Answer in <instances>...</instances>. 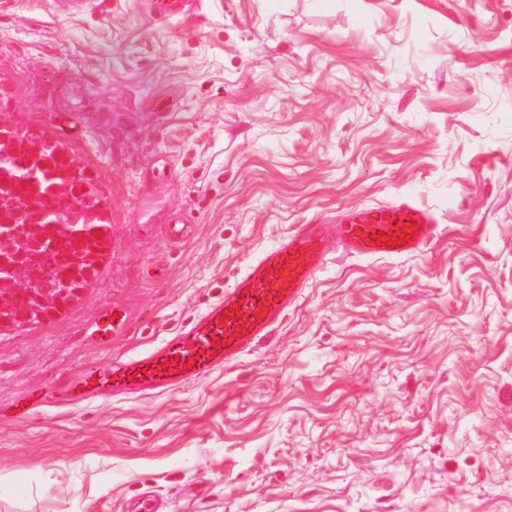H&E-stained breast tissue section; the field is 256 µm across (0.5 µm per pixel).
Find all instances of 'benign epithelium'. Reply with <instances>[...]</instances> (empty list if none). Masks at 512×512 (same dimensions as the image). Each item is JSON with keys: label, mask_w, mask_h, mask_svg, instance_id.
<instances>
[{"label": "benign epithelium", "mask_w": 512, "mask_h": 512, "mask_svg": "<svg viewBox=\"0 0 512 512\" xmlns=\"http://www.w3.org/2000/svg\"><path fill=\"white\" fill-rule=\"evenodd\" d=\"M13 135L0 136V326L22 325L64 305L68 283L55 272L74 261L96 260L98 236L76 223L84 198L70 185V174L40 189L38 173L48 169L42 154L53 142L36 132L0 123ZM31 158L10 171L1 161L17 152ZM31 189L17 200L15 186Z\"/></svg>", "instance_id": "7a95c632"}]
</instances>
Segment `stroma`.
Wrapping results in <instances>:
<instances>
[{
    "mask_svg": "<svg viewBox=\"0 0 512 512\" xmlns=\"http://www.w3.org/2000/svg\"><path fill=\"white\" fill-rule=\"evenodd\" d=\"M77 157L95 276L0 329V407L130 358L338 207L442 231L333 255L271 333L150 396L0 417V512H512V0H0V121ZM189 227L181 244L166 226ZM135 329L99 346L101 308Z\"/></svg>",
    "mask_w": 512,
    "mask_h": 512,
    "instance_id": "35a3bbf8",
    "label": "stroma"
}]
</instances>
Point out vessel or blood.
Listing matches in <instances>:
<instances>
[{"label":"vessel or blood","mask_w":512,"mask_h":512,"mask_svg":"<svg viewBox=\"0 0 512 512\" xmlns=\"http://www.w3.org/2000/svg\"><path fill=\"white\" fill-rule=\"evenodd\" d=\"M439 233L434 215L408 198L386 206L341 208L333 224L315 219L296 225L250 260L223 298L174 336L121 364L90 365L79 382L50 380L20 396L12 405L14 414L28 416L35 406H79L94 395L156 394L204 379L251 348L300 300L329 260L330 239L355 257L397 258L418 253ZM128 328L126 310L103 309L96 326L100 345H109Z\"/></svg>","instance_id":"obj_1"}]
</instances>
